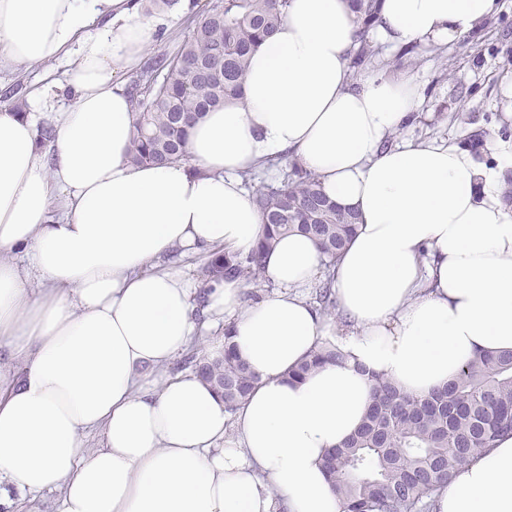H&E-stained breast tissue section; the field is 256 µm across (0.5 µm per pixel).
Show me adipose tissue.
<instances>
[{
	"label": "adipose tissue",
	"instance_id": "1",
	"mask_svg": "<svg viewBox=\"0 0 512 512\" xmlns=\"http://www.w3.org/2000/svg\"><path fill=\"white\" fill-rule=\"evenodd\" d=\"M497 9L383 0L378 31L445 41ZM162 26L142 0H0V64L70 61L32 88L29 112L0 103V512L48 491L56 512H344L323 461L362 424L372 376L423 396L512 350L501 167L435 140L388 146L418 88L352 74L346 0H288L239 96L192 126L188 161L130 163L125 73ZM284 155L359 215L331 269L335 321L306 295L323 260L308 237L275 242L263 266L278 290L248 301L242 280L200 292L169 261L249 255L265 227L242 174ZM228 341L258 378L232 414L194 371L171 370L196 343L215 358ZM325 343L344 361L289 379ZM437 512H512V436L454 473Z\"/></svg>",
	"mask_w": 512,
	"mask_h": 512
}]
</instances>
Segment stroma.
I'll return each mask as SVG.
<instances>
[{"instance_id":"stroma-1","label":"stroma","mask_w":512,"mask_h":512,"mask_svg":"<svg viewBox=\"0 0 512 512\" xmlns=\"http://www.w3.org/2000/svg\"><path fill=\"white\" fill-rule=\"evenodd\" d=\"M207 2L179 0L166 14L164 38L146 52V59L175 55L190 30V18ZM499 6L497 30L447 43L418 42L407 55L371 33L380 49L372 70L413 80L421 94L418 119L392 134L391 142L437 140L457 145L478 135L482 142L473 150L475 158L488 165L496 162L493 145L502 139L498 116L512 113V0H499ZM42 74L39 67H0V99L27 102Z\"/></svg>"}]
</instances>
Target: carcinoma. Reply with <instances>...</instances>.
Instances as JSON below:
<instances>
[{"mask_svg": "<svg viewBox=\"0 0 512 512\" xmlns=\"http://www.w3.org/2000/svg\"><path fill=\"white\" fill-rule=\"evenodd\" d=\"M357 18V47L350 67L372 63L377 49L368 40L379 23L381 0H348ZM288 0H215L194 21L172 58L145 68L128 88L136 115L129 159L136 164L186 161L188 129L206 112L237 95L252 52L287 17ZM283 179L262 185L254 198L265 221V234L246 258L224 248L209 254L211 281L262 277L263 255L283 235L313 238L330 268L351 240L357 214L329 200L315 174L299 163H285ZM320 309L336 307L331 280L319 288ZM343 354L321 349L291 377L303 379ZM188 364L224 391L234 412L258 378L225 337L224 356L213 362L191 357ZM512 436V351L479 354L458 375L425 396L402 392L376 376L372 403L358 430L325 459L324 468L345 503V512H433L436 497L455 468L475 452Z\"/></svg>", "mask_w": 512, "mask_h": 512, "instance_id": "carcinoma-1", "label": "carcinoma"}]
</instances>
